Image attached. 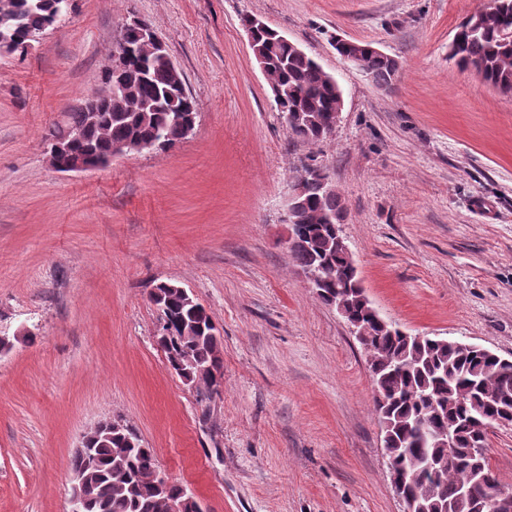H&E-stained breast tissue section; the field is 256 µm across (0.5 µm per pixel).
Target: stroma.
I'll return each instance as SVG.
<instances>
[{
	"label": "stroma",
	"mask_w": 512,
	"mask_h": 512,
	"mask_svg": "<svg viewBox=\"0 0 512 512\" xmlns=\"http://www.w3.org/2000/svg\"><path fill=\"white\" fill-rule=\"evenodd\" d=\"M490 0H75L26 56L0 57V512H64L70 460L120 418L209 512H403L363 347L288 247L291 182L316 162L380 314L512 360V96L449 44ZM312 55L343 94L312 147L276 111L240 18ZM149 23L201 116L189 138L63 173L45 137ZM395 58L391 89L334 38ZM190 289L222 338L223 388L169 368L148 292Z\"/></svg>",
	"instance_id": "35a3bbf8"
}]
</instances>
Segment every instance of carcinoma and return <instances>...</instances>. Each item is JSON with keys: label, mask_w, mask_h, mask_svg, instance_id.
Masks as SVG:
<instances>
[{"label": "carcinoma", "mask_w": 512, "mask_h": 512, "mask_svg": "<svg viewBox=\"0 0 512 512\" xmlns=\"http://www.w3.org/2000/svg\"><path fill=\"white\" fill-rule=\"evenodd\" d=\"M68 2L73 0H0V35L10 36L15 53L23 56L29 36L58 23ZM454 38L451 58L458 66L473 70L498 92L512 93V0H492L490 7L463 21ZM121 41L142 69L126 94L100 101L93 122L79 109L49 131L48 141H64L71 152L99 168L111 164L112 147L119 142L141 140L165 150L186 139L200 120L195 99L183 95L166 61L143 43L139 29L126 24ZM251 49L266 61V76L277 93L276 110L294 118L288 126L291 136L310 145L323 141L331 134L329 121L342 99L338 83L267 23L255 30ZM337 52L361 56L377 87L393 85L399 63L372 43L349 40L340 43ZM326 179L316 164L296 176L300 193L294 226L299 234L289 250L298 267L320 277L317 291L323 302L343 304L349 316L368 325L361 345L371 356L375 410L380 420L390 423L388 450L404 475L414 512H440L444 505L447 512H504L480 494L460 499L458 490L472 481L480 466L496 477L488 458L473 457L471 448L484 423L501 410L512 412V363L458 342L440 344L430 336L407 340L392 333L393 325L375 322L352 257L330 232L329 226L343 223L345 205ZM148 299L177 332L169 350L208 367V373L191 383L199 395L211 398L223 378V359L219 330L210 314L203 304L186 302L179 289L165 282L155 284ZM445 426L455 437L451 460L448 449L429 442ZM432 463L444 467L436 479L427 473ZM70 468L83 476V512H167L168 500L186 499L184 486L175 481L158 486L160 465L154 450L135 428L118 422L92 433L88 448L74 454Z\"/></svg>", "instance_id": "obj_1"}]
</instances>
